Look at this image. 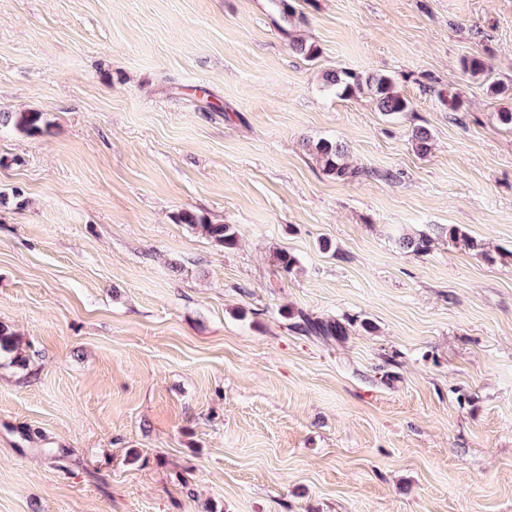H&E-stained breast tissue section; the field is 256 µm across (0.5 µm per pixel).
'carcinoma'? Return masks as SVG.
Here are the masks:
<instances>
[{"instance_id":"obj_1","label":"carcinoma","mask_w":512,"mask_h":512,"mask_svg":"<svg viewBox=\"0 0 512 512\" xmlns=\"http://www.w3.org/2000/svg\"><path fill=\"white\" fill-rule=\"evenodd\" d=\"M463 70L472 77H477L487 71L486 62L478 56L465 57L461 61ZM323 86L346 96L367 94L374 102L378 111L387 116H394L412 110L411 102L395 90L391 77L378 74H358L348 70L333 69L323 73ZM11 125L14 128L30 135L42 134L48 130V122L44 113L29 112H0V126ZM411 139L415 151L419 155H426L432 146V133L425 126H417L412 130ZM305 147L316 155L323 164V169L331 176L341 181H352L363 171L351 166L347 162V147L339 141L328 139L309 140ZM177 223L187 224L191 227L199 226L205 235L215 244L232 248L237 245L238 233L230 224H211L204 218L191 211H183L177 215ZM441 233L449 239L461 241L471 249L478 248L476 240L466 234L457 224H450L441 228ZM431 239L420 236H404L400 245L417 255L429 251ZM297 321L294 328L310 336L322 338H338L348 335L347 323L339 320H316L308 314L299 311L295 315ZM12 355L13 362L22 365L27 361L24 354L23 342L8 326L0 324V353Z\"/></svg>"}]
</instances>
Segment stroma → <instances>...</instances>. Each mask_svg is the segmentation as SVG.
<instances>
[{
    "mask_svg": "<svg viewBox=\"0 0 512 512\" xmlns=\"http://www.w3.org/2000/svg\"><path fill=\"white\" fill-rule=\"evenodd\" d=\"M289 2L0 0V512H512V0ZM323 86L341 95L368 94L377 110L394 116L412 110L411 102L395 90L390 76L378 73L358 74L348 70L333 69L323 73ZM11 125L23 133L35 135L48 130V122L44 113L29 112H0V126ZM305 147L319 158L323 169L337 180L352 181L364 174L362 170L352 167L347 162V147L339 140H309ZM176 220L177 223L187 224L190 227L200 226L205 235L221 247L233 248L237 245L238 233L230 224H211L191 211H182L177 215ZM298 320L293 323L294 328L306 333L310 336H318L322 338H338L348 335L349 322H341L339 320H316L311 318L308 314L298 311L293 315L292 319ZM2 352L12 355L13 362L18 365L27 361L22 340L8 326L0 324V355Z\"/></svg>",
    "mask_w": 512,
    "mask_h": 512,
    "instance_id": "stroma-1",
    "label": "stroma"
}]
</instances>
